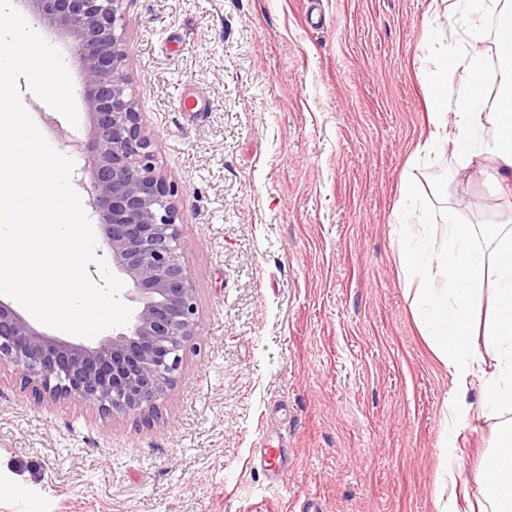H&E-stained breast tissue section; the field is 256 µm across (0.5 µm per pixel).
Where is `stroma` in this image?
I'll return each mask as SVG.
<instances>
[{"mask_svg": "<svg viewBox=\"0 0 512 512\" xmlns=\"http://www.w3.org/2000/svg\"><path fill=\"white\" fill-rule=\"evenodd\" d=\"M453 0H125L131 89L157 167L178 184L197 347L153 420L36 402L0 370V512H437L452 383L415 322L397 264L404 174L461 221L512 217L474 158L432 194L452 153L427 130L425 26ZM31 117L92 193L78 126L19 80ZM187 100L197 111H182ZM457 440L471 502L501 429L472 382ZM282 444L271 484L257 456Z\"/></svg>", "mask_w": 512, "mask_h": 512, "instance_id": "1", "label": "stroma"}]
</instances>
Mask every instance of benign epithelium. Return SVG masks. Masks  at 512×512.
Masks as SVG:
<instances>
[{
  "instance_id": "1",
  "label": "benign epithelium",
  "mask_w": 512,
  "mask_h": 512,
  "mask_svg": "<svg viewBox=\"0 0 512 512\" xmlns=\"http://www.w3.org/2000/svg\"><path fill=\"white\" fill-rule=\"evenodd\" d=\"M123 2L30 0L35 27L75 38L81 99L95 122L93 207L137 312L92 347L39 330L0 299V367L13 368L38 403L68 401L147 422L181 374L198 309L181 260L179 188L156 167L130 86Z\"/></svg>"
}]
</instances>
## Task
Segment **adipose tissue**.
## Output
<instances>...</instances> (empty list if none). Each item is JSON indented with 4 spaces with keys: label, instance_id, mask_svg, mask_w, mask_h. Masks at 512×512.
<instances>
[{
    "label": "adipose tissue",
    "instance_id": "ef3b65f1",
    "mask_svg": "<svg viewBox=\"0 0 512 512\" xmlns=\"http://www.w3.org/2000/svg\"><path fill=\"white\" fill-rule=\"evenodd\" d=\"M500 16L496 52L512 60V5L506 0H454L448 26L451 48L421 70L433 132L420 151L450 149L460 165L476 155L496 159L512 175V70L494 103L484 100L485 53L478 22ZM492 138H485L486 127ZM418 187L400 185L395 222L400 226L398 266L412 288L415 320L447 367L452 388L443 411L448 432L439 448L442 488L439 512H459L454 468L455 437L469 421L466 401L472 378L483 377V405L512 415V218L491 225L459 222L457 211L417 208ZM491 512H512V418L478 478Z\"/></svg>",
    "mask_w": 512,
    "mask_h": 512
}]
</instances>
